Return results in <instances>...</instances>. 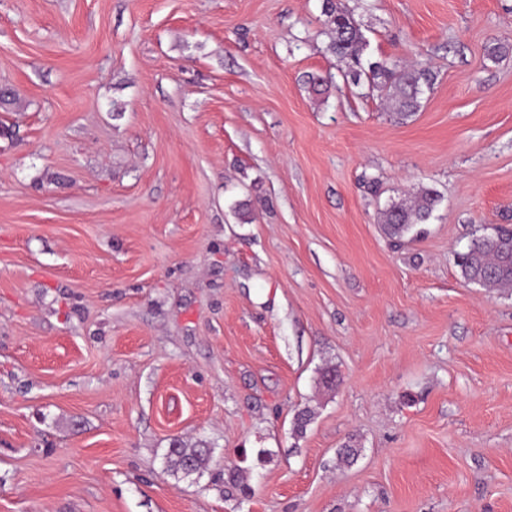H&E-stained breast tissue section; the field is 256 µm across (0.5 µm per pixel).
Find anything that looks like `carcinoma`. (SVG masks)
Instances as JSON below:
<instances>
[{
  "label": "carcinoma",
  "mask_w": 512,
  "mask_h": 512,
  "mask_svg": "<svg viewBox=\"0 0 512 512\" xmlns=\"http://www.w3.org/2000/svg\"><path fill=\"white\" fill-rule=\"evenodd\" d=\"M324 24L330 37L328 49L342 66L343 77L360 84L366 80L371 88L385 92L394 109L402 117H408L421 107L422 86L430 85L432 74L425 69L395 70L385 61L363 64L362 57L367 42L352 15L338 7L335 0H324ZM439 200L430 189L422 191L413 203L393 204L383 213V229L391 239L404 237L416 224L426 223L432 216ZM457 266L462 278L484 288L512 287V229L500 228L495 234L474 240L464 253L458 254ZM360 448L347 443L339 448L337 461L351 465L357 461ZM208 447H186L176 441L169 448L166 469L174 475L189 477L201 474L210 462ZM249 471L235 467L225 473L224 485L228 491L238 490L248 495Z\"/></svg>",
  "instance_id": "obj_1"
}]
</instances>
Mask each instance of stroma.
Returning a JSON list of instances; mask_svg holds the SVG:
<instances>
[{"instance_id":"1","label":"stroma","mask_w":512,"mask_h":512,"mask_svg":"<svg viewBox=\"0 0 512 512\" xmlns=\"http://www.w3.org/2000/svg\"><path fill=\"white\" fill-rule=\"evenodd\" d=\"M336 2L415 115L323 0H0V512H512V290L454 263L512 227V0ZM323 2L324 24L330 37L328 49L341 65L339 69L343 77L359 85L364 76L369 88L376 87L385 92L401 117L417 112L421 107L422 86L432 83V74L418 68L397 71L388 67L385 61L369 62L365 68L362 57L367 42L354 18L338 7L335 0ZM438 200L435 191L426 189L409 205L400 203L389 206L383 213L385 234L391 239H401L415 224L426 223ZM211 448L186 447L181 442L175 441L166 457V469L173 475L181 474L189 477L194 474H201L210 462Z\"/></svg>"}]
</instances>
